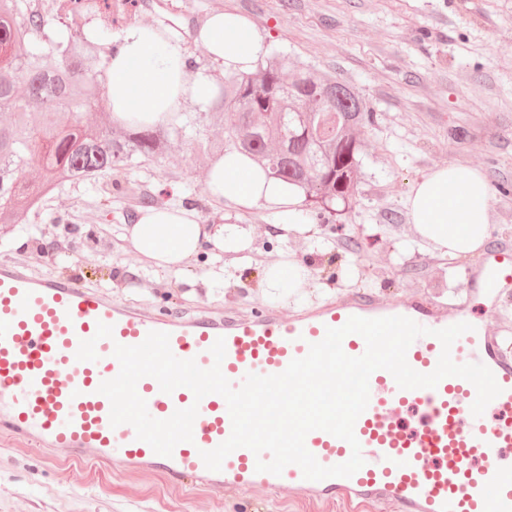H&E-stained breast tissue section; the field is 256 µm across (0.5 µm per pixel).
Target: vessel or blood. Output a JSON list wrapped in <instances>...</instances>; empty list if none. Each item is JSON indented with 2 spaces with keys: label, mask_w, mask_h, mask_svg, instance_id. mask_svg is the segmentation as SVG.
Instances as JSON below:
<instances>
[{
  "label": "vessel or blood",
  "mask_w": 512,
  "mask_h": 512,
  "mask_svg": "<svg viewBox=\"0 0 512 512\" xmlns=\"http://www.w3.org/2000/svg\"><path fill=\"white\" fill-rule=\"evenodd\" d=\"M504 276L499 252L488 253L473 275L479 296L495 303ZM467 303L468 291L461 288L448 315L423 296L391 302L365 293L288 320L274 310L252 316H157L112 301L81 280H36L5 265L0 267V434L30 446L76 453L91 448L106 463L163 471L224 494L288 486L343 502L348 512H385L391 504L398 512H512V458L503 455L512 449V336L491 333L472 321ZM353 316H405L431 332L472 323V331L453 344L451 357L458 364H484L493 372L501 388L492 402L494 415L473 416L477 392L465 379L449 376L433 389L406 390L391 373L376 370L369 378L368 406L354 425L363 466L352 477L319 481L305 479L294 464L278 476L257 472V460L271 455L246 448L229 454L221 470L207 469L202 452L217 447L232 431L226 401L217 394L198 400L186 387L167 394L154 378L138 381L137 392L154 418L198 408L192 441L179 443L168 457L138 440L131 425L110 424V402L98 388L120 371L115 344L136 345L149 332H165L174 356L207 369L215 362L211 347L224 338L221 370L237 388L247 374L281 373L291 360L304 357L310 344L321 341L327 328L341 327ZM440 353L441 343L430 333L411 344L407 361L426 374L435 369ZM402 409L419 413L416 429L397 422ZM305 445L325 466L352 455L346 441L320 430L310 432Z\"/></svg>",
  "instance_id": "vessel-or-blood-1"
}]
</instances>
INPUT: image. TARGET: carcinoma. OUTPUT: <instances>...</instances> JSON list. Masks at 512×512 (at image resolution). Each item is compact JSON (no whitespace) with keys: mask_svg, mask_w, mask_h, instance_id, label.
Returning <instances> with one entry per match:
<instances>
[{"mask_svg":"<svg viewBox=\"0 0 512 512\" xmlns=\"http://www.w3.org/2000/svg\"><path fill=\"white\" fill-rule=\"evenodd\" d=\"M130 6L135 0H52L60 24L51 33L43 0H0V109L17 115L15 124L0 126V227L40 217L44 196L65 181H90L162 158L173 141L185 140L186 131L206 118L205 112H177L150 122L136 113L113 117L112 126L122 131L115 139L85 120L81 108L109 103L104 52L112 26L96 29L95 42L86 30L95 16L113 23L125 18ZM73 69L86 71V92L74 89ZM289 71L296 77L292 83L284 81ZM18 77L28 82L23 100L14 93ZM304 102L337 115L335 128L319 142L302 137L315 119L299 111ZM213 108L224 123V136L197 140L198 152L218 158L235 149L325 212L349 205L362 164L360 134L372 121L354 88L309 68L268 61L231 76ZM38 146L48 149L51 162L42 181L31 184L22 179V170Z\"/></svg>","mask_w":512,"mask_h":512,"instance_id":"carcinoma-1","label":"carcinoma"}]
</instances>
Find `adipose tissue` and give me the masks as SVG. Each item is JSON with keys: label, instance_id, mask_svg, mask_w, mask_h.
Wrapping results in <instances>:
<instances>
[{"label": "adipose tissue", "instance_id": "ef3b65f1", "mask_svg": "<svg viewBox=\"0 0 512 512\" xmlns=\"http://www.w3.org/2000/svg\"><path fill=\"white\" fill-rule=\"evenodd\" d=\"M199 40L220 61L226 73L248 71L264 55L266 44L254 26L231 11L212 13L200 29ZM185 51L179 40L151 26L125 31L110 57L108 98L114 114L136 110L155 119L180 111L189 100L210 103L215 86L208 78L191 77L183 69ZM208 191L220 205L262 206L287 212L283 234L302 231L292 189L267 178L247 156L233 151L212 165ZM491 199L485 176L456 164L439 166L418 179L407 197V209L420 245L440 256L465 259L477 253L491 236L485 213ZM134 250L157 271L182 275L203 249L215 257L202 274L207 287L223 286L232 269L251 264L256 256L253 228L248 224H203L190 208L149 210L125 234ZM311 276L310 264L283 253L266 266L262 288L278 292L301 287Z\"/></svg>", "mask_w": 512, "mask_h": 512}]
</instances>
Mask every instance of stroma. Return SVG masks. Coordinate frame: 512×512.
I'll return each instance as SVG.
<instances>
[{"label": "stroma", "instance_id": "35a3bbf8", "mask_svg": "<svg viewBox=\"0 0 512 512\" xmlns=\"http://www.w3.org/2000/svg\"><path fill=\"white\" fill-rule=\"evenodd\" d=\"M219 8L253 24L266 43L267 59L284 57L336 77L354 87L374 115L363 134L361 174L350 207L320 216L312 203H298L305 243L291 245V252L304 257L308 245L322 239L335 245L315 265L323 299L353 294V287L336 281L349 262L365 268L369 292L393 301L419 295L438 300L447 286L470 287L477 258L452 265L413 243L406 197L416 180L441 165L485 175L492 190L487 247L512 253V0H138L114 30H168L196 61L198 74L219 85L226 79L224 67L196 39ZM211 164L184 144L169 150L162 163L123 170L120 179L146 196L150 207L191 202L203 223L253 225L256 261L239 269L228 286L201 288L190 297L179 278L144 271L123 239L124 211L138 212L143 205L121 197L99 205L86 182L50 194L45 212L65 211L80 229L97 230L102 239L115 235L112 250H92L77 237L75 254L53 262L15 248L25 232L19 224L0 235V265L45 279L71 275L155 314L274 308L283 317L295 315L291 291L271 296L261 286L265 265L278 261L285 248L275 229L282 216L263 207L218 209L206 185ZM304 501L288 488L260 487L227 499L166 474L99 464L89 450L76 454L0 438V512H300Z\"/></svg>", "mask_w": 512, "mask_h": 512}]
</instances>
